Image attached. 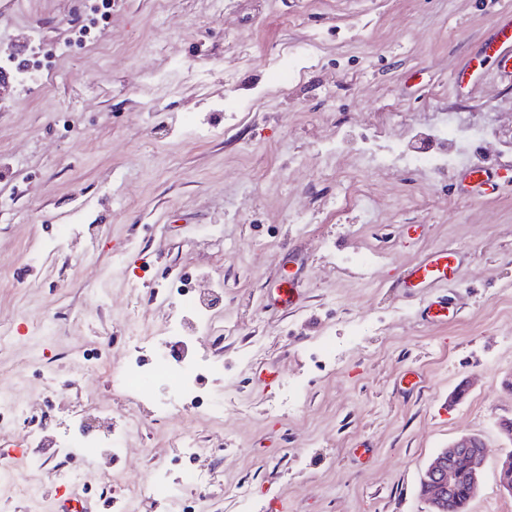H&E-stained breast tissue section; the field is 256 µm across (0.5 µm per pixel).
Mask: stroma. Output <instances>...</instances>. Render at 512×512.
<instances>
[{"mask_svg": "<svg viewBox=\"0 0 512 512\" xmlns=\"http://www.w3.org/2000/svg\"><path fill=\"white\" fill-rule=\"evenodd\" d=\"M509 6L112 0L94 16L90 0H0V67L24 38L55 49L42 81L0 87V393L25 410L0 416V457L41 490L18 501L0 483L13 512H61L54 450L102 407L138 428L119 456L81 464L87 512H118L103 472L134 487L157 462L180 467L181 435L210 451V512H241L230 484L251 489V512H426L428 461L468 434L488 453L468 512H512L496 467L499 422L512 419V83L478 57ZM315 33V54L280 84L270 58ZM450 120L484 129L471 154L500 172L495 195L463 198L457 165L380 175L355 163L361 140L408 141ZM338 136L343 150L326 157ZM448 248L460 277L402 294L403 271ZM357 252L375 254L369 270L337 264ZM290 275L299 301L270 306ZM186 278L219 286L193 345L223 367L204 381L226 403L216 419L158 418L112 386L133 346L129 309L165 335L180 313L167 289ZM436 298L448 316L425 320ZM40 322L48 333H31ZM410 369L421 381L405 393ZM287 383L299 402L270 414Z\"/></svg>", "mask_w": 512, "mask_h": 512, "instance_id": "1", "label": "stroma"}]
</instances>
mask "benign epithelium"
I'll list each match as a JSON object with an SVG mask.
<instances>
[{
	"mask_svg": "<svg viewBox=\"0 0 512 512\" xmlns=\"http://www.w3.org/2000/svg\"><path fill=\"white\" fill-rule=\"evenodd\" d=\"M486 458L482 439L463 436L441 449L428 464L421 486L428 512H444V500L466 486L469 496L477 494ZM499 486L512 495V449L498 462Z\"/></svg>",
	"mask_w": 512,
	"mask_h": 512,
	"instance_id": "benign-epithelium-1",
	"label": "benign epithelium"
}]
</instances>
